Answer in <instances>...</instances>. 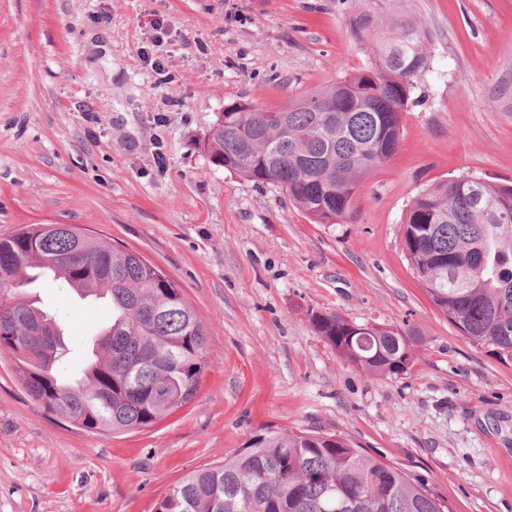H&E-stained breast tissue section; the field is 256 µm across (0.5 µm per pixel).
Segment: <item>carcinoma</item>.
Wrapping results in <instances>:
<instances>
[{"label": "carcinoma", "mask_w": 512, "mask_h": 512, "mask_svg": "<svg viewBox=\"0 0 512 512\" xmlns=\"http://www.w3.org/2000/svg\"><path fill=\"white\" fill-rule=\"evenodd\" d=\"M374 65L288 105L224 108L206 134L212 164L281 190L316 224H343L360 182L396 152L404 112L429 66L426 34L397 20L372 45ZM403 251L433 305L472 347L512 366V186L462 175L414 197ZM69 254L92 271L65 267ZM49 273L103 296L111 322L86 371L59 378L68 355L59 323L23 287ZM0 356L56 419L91 434L149 429L189 403L207 366V331L178 283L140 253L72 224L28 225L0 238ZM311 326L345 363L396 377L414 363L415 333L311 310ZM452 512L424 480L322 430L263 432L220 464L195 470L155 512Z\"/></svg>", "instance_id": "obj_1"}]
</instances>
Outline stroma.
Masks as SVG:
<instances>
[{"label": "stroma", "mask_w": 512, "mask_h": 512, "mask_svg": "<svg viewBox=\"0 0 512 512\" xmlns=\"http://www.w3.org/2000/svg\"><path fill=\"white\" fill-rule=\"evenodd\" d=\"M359 13L420 23L429 67L352 219L315 224L203 140L227 106L279 107L369 67ZM461 175L512 184V0H0V238L98 232L172 277L208 329L196 397L124 435L55 420L0 358V512H154L266 429L346 435L453 512H512V366L435 309L402 246L412 199ZM28 290L76 379L110 314L46 279ZM312 308L415 331L410 371L344 364Z\"/></svg>", "instance_id": "obj_1"}]
</instances>
